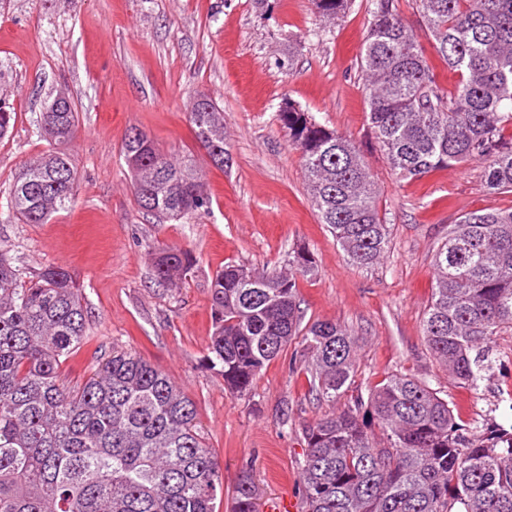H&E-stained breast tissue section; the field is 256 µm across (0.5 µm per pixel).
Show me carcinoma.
<instances>
[{
    "instance_id": "1",
    "label": "carcinoma",
    "mask_w": 512,
    "mask_h": 512,
    "mask_svg": "<svg viewBox=\"0 0 512 512\" xmlns=\"http://www.w3.org/2000/svg\"><path fill=\"white\" fill-rule=\"evenodd\" d=\"M429 39L459 76L450 92L429 67L418 34L394 0H371L360 56L367 125L401 180L469 161L484 165L488 190L512 193V0H418ZM351 0H312L325 24ZM195 136L224 168V112L213 101L189 112ZM278 119L300 154L320 222L348 262L378 263L389 230L364 157L345 136L293 103ZM78 123L72 101L49 106L40 128L54 145ZM130 128L123 156L140 208L182 219L210 196L192 159L142 149ZM69 156L49 150L24 162L10 210L44 224L73 200ZM155 279L182 283L188 250L149 252ZM315 272L308 249L280 269L230 264L211 283L214 333L207 366L232 395L252 393L267 366L300 340L316 399L336 403L302 427L301 512H512V433L484 439L455 422L448 401L424 382L392 375L370 401L347 397L357 339L332 321L302 324L298 278ZM512 332V209L476 210L448 225L434 256V287L423 336L459 382L484 379L490 340ZM92 341L81 289L47 267L29 280L0 250V512H215L224 468L197 422L195 403L161 369L116 348L74 385L62 374L72 352ZM250 469L237 477L231 512H259Z\"/></svg>"
}]
</instances>
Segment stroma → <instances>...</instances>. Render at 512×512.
<instances>
[{
	"label": "stroma",
	"instance_id": "obj_1",
	"mask_svg": "<svg viewBox=\"0 0 512 512\" xmlns=\"http://www.w3.org/2000/svg\"><path fill=\"white\" fill-rule=\"evenodd\" d=\"M371 19L368 0H352L332 24L316 20L311 0H0V104L16 114L0 139V250L32 274L63 267L81 288L93 342L64 363L68 382L85 379L97 352L116 346L163 369L195 402L224 465L218 512H228L246 463L261 506L297 496L302 426L328 409L290 368L300 344L244 397L225 392L206 366L210 283L227 263L260 270L308 247L316 271L298 281L303 320H331L357 337L359 394L408 375L446 399L459 424L480 434L512 427V335L493 339L491 369L475 387L449 374L422 335L433 257L449 225L470 211L512 209V193L489 192L477 162L416 181L392 173L367 130L358 67ZM62 88L79 111L67 145L76 201L48 223L26 224L9 213L8 192L20 165L49 150L38 127ZM197 94L224 111L228 167L213 166L195 139L188 103ZM286 99L345 135L367 162L390 230L376 266L350 265L320 224L278 120ZM133 126L161 151L192 157L208 209L176 221L141 210L122 155ZM154 247L191 251L181 287L157 283Z\"/></svg>",
	"mask_w": 512,
	"mask_h": 512
}]
</instances>
